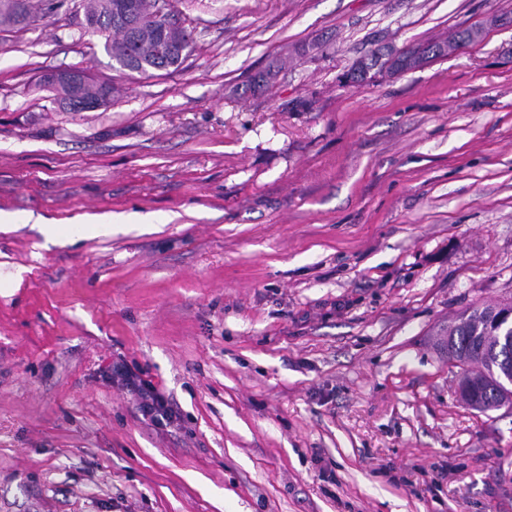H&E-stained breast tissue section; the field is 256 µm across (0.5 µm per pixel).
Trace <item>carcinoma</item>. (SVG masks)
I'll return each mask as SVG.
<instances>
[{
	"label": "carcinoma",
	"mask_w": 512,
	"mask_h": 512,
	"mask_svg": "<svg viewBox=\"0 0 512 512\" xmlns=\"http://www.w3.org/2000/svg\"><path fill=\"white\" fill-rule=\"evenodd\" d=\"M84 21L96 27L85 29L90 35H106L107 53L120 63L132 56L142 72L167 71L179 66L183 59L157 54L156 33L161 31L170 43L192 50V40L179 19L170 16L155 20L141 19L136 40L120 26L111 25L115 0H79ZM62 5L60 0H0V25H28L45 18ZM107 83L86 75L83 98L105 107L110 99L102 96ZM512 302L477 305L448 322V330L440 338L448 351V361L461 369L459 395L466 405L488 412L508 406L512 408Z\"/></svg>",
	"instance_id": "obj_1"
}]
</instances>
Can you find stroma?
<instances>
[{
	"mask_svg": "<svg viewBox=\"0 0 512 512\" xmlns=\"http://www.w3.org/2000/svg\"><path fill=\"white\" fill-rule=\"evenodd\" d=\"M173 3L193 49L153 74L69 5L0 28V512H512V411L435 343L512 298V0ZM75 67L107 107L40 89ZM431 54L425 50L424 46L406 49L397 56L388 58L385 62V69L396 72L398 64L403 61L408 67L415 68L430 59ZM406 69V70H407ZM106 378L108 381L117 382L134 396L137 408L144 417H150L152 421L160 424L174 423L175 414L165 392L151 381L143 379L120 363L112 365V371Z\"/></svg>",
	"mask_w": 512,
	"mask_h": 512,
	"instance_id": "35a3bbf8",
	"label": "stroma"
}]
</instances>
